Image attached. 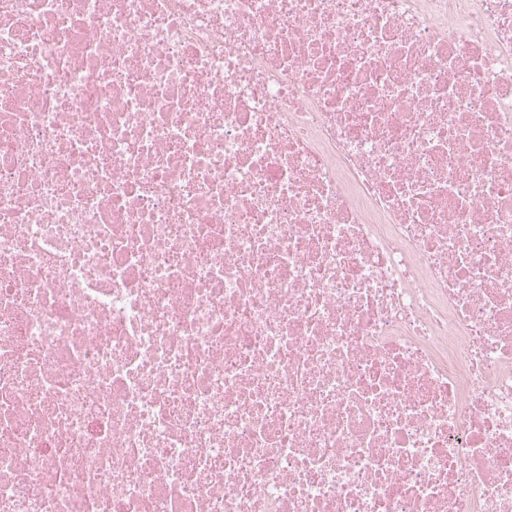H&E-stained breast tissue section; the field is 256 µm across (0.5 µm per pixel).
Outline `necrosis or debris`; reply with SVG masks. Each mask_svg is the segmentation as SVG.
Here are the masks:
<instances>
[{"mask_svg":"<svg viewBox=\"0 0 512 512\" xmlns=\"http://www.w3.org/2000/svg\"><path fill=\"white\" fill-rule=\"evenodd\" d=\"M0 512H512V0H0Z\"/></svg>","mask_w":512,"mask_h":512,"instance_id":"1","label":"necrosis or debris"}]
</instances>
